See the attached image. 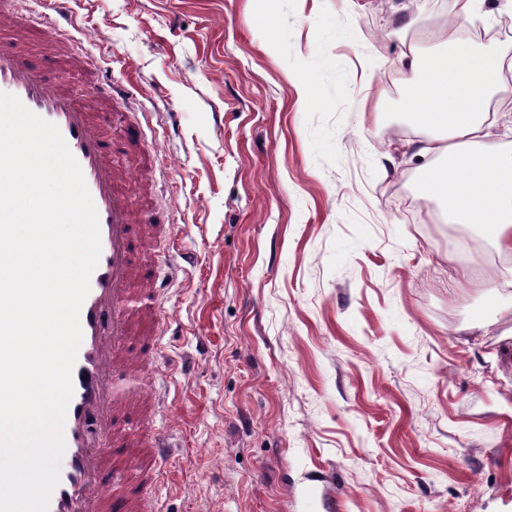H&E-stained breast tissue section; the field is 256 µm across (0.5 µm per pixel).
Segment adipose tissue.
Returning <instances> with one entry per match:
<instances>
[{"label":"adipose tissue","instance_id":"ef3b65f1","mask_svg":"<svg viewBox=\"0 0 512 512\" xmlns=\"http://www.w3.org/2000/svg\"><path fill=\"white\" fill-rule=\"evenodd\" d=\"M417 102L407 116L425 133L420 155L439 160L423 186L424 199L440 202L448 224L489 238L500 255L512 256V150L494 135L491 85L504 60L478 47L443 53L403 54Z\"/></svg>","mask_w":512,"mask_h":512}]
</instances>
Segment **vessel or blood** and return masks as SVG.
<instances>
[{
  "mask_svg": "<svg viewBox=\"0 0 512 512\" xmlns=\"http://www.w3.org/2000/svg\"><path fill=\"white\" fill-rule=\"evenodd\" d=\"M53 10L48 40L60 47L59 22L70 17L69 0H54ZM0 92L17 96L58 127L81 167L99 221L101 255L80 312L83 337L72 370L66 447L48 512H144L140 500L114 496L125 476L114 463L110 441L113 416L131 409L144 416L151 412L148 395L127 397L114 381L119 371L141 369V361L127 357L124 344L134 326L149 320L153 311L149 290H134L142 281L129 254V229L138 219L130 201L134 188L112 166L104 143L108 108L120 99L98 82L89 99H78L64 85L42 76L30 56L11 48L0 49ZM167 448L160 432L143 443L139 467L146 480L163 476Z\"/></svg>",
  "mask_w": 512,
  "mask_h": 512,
  "instance_id": "1",
  "label": "vessel or blood"
}]
</instances>
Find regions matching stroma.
<instances>
[{"label": "stroma", "mask_w": 512, "mask_h": 512, "mask_svg": "<svg viewBox=\"0 0 512 512\" xmlns=\"http://www.w3.org/2000/svg\"><path fill=\"white\" fill-rule=\"evenodd\" d=\"M430 0H71L145 124L161 512H512V286L420 197L400 54ZM305 95H298V88Z\"/></svg>", "instance_id": "obj_1"}]
</instances>
